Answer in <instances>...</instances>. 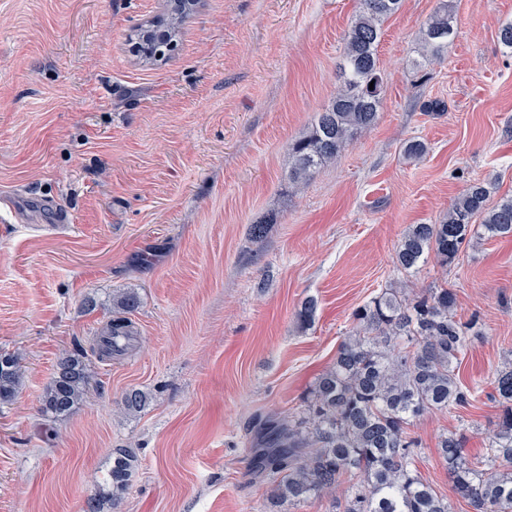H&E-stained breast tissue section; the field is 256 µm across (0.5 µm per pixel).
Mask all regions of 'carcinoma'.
I'll return each mask as SVG.
<instances>
[{"instance_id": "carcinoma-1", "label": "carcinoma", "mask_w": 512, "mask_h": 512, "mask_svg": "<svg viewBox=\"0 0 512 512\" xmlns=\"http://www.w3.org/2000/svg\"><path fill=\"white\" fill-rule=\"evenodd\" d=\"M401 5L402 0H359L338 65L336 96L317 113L308 133L288 145L289 184L306 181L375 124L385 91L377 48L384 21ZM184 17L175 13L140 31V58L157 60L153 32L163 30L174 39ZM452 32L448 4L443 3L422 31L425 60L440 57ZM489 196L485 184L473 183L438 223L411 225L398 244L397 267L415 271L431 254L448 267L477 217L488 236H512V196L494 205ZM138 305L133 292L114 298L115 317L101 335L99 356L110 358L125 350L133 336L127 314ZM455 306L456 296L448 288H428L410 298L390 287L353 312L356 327L339 345L333 363L317 376L303 416L292 423H265L254 463L273 478L276 500L297 506L336 489L350 472L357 481L336 512H452L418 472V441L411 426L426 412L451 413L471 404L472 391L460 383L456 370L471 338L479 335L478 322L458 321ZM90 377L84 355L64 354L44 390L40 416L58 420L71 415L85 401ZM21 379L18 357L0 354V405L14 401ZM491 397L500 413L481 458L471 460L455 433L442 435L437 451L456 495L471 512H512V362L498 371ZM147 401V394L136 388L121 398L129 415L142 412ZM134 463L130 450L112 452V466L87 499L85 512L116 509Z\"/></svg>"}]
</instances>
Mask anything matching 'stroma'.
<instances>
[{"label": "stroma", "instance_id": "stroma-1", "mask_svg": "<svg viewBox=\"0 0 512 512\" xmlns=\"http://www.w3.org/2000/svg\"><path fill=\"white\" fill-rule=\"evenodd\" d=\"M444 1L453 33L424 67L419 37ZM358 6L196 0L174 50L145 64L129 36L167 0H0V353L23 372L0 407V512H84L116 448L138 458L116 512H335L353 476L291 509L251 448L265 420L301 415L354 310L391 286L451 289L457 319L481 329L459 371L472 404L412 428L421 476L469 512L436 447L453 431L479 457L497 421L512 238L473 237L445 270L400 271L396 250L472 181L490 202L512 195V52L498 40L512 0H402L378 46L376 123L291 187L288 146L335 96ZM412 140L422 158L405 153ZM54 208L70 223H51ZM127 291L134 337L99 359L91 347ZM77 346L88 397L45 421L40 398ZM131 388L148 396L137 415L120 404Z\"/></svg>", "mask_w": 512, "mask_h": 512}]
</instances>
